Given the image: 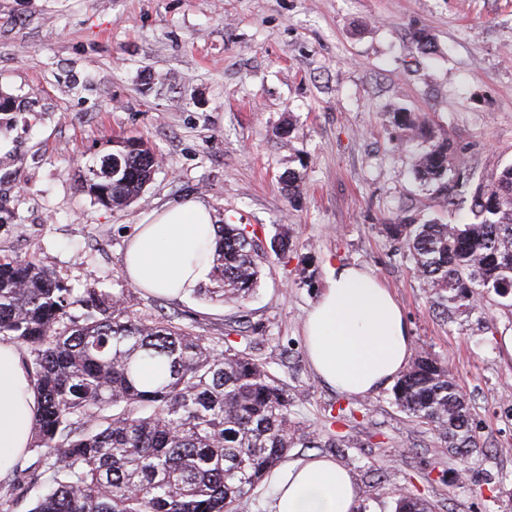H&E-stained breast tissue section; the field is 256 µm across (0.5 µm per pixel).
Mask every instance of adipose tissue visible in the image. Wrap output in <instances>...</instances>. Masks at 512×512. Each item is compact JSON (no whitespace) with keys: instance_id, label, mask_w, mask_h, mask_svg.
Masks as SVG:
<instances>
[{"instance_id":"adipose-tissue-1","label":"adipose tissue","mask_w":512,"mask_h":512,"mask_svg":"<svg viewBox=\"0 0 512 512\" xmlns=\"http://www.w3.org/2000/svg\"><path fill=\"white\" fill-rule=\"evenodd\" d=\"M216 245L209 208L180 201L140 225L128 242L125 272L134 286L179 299L207 280ZM304 338L322 381L351 395L392 382L411 357L401 307L388 288L353 265L333 269L307 315ZM36 408L37 395L16 347L0 343V470L27 448ZM356 501L348 471L312 455L288 465L273 512H353Z\"/></svg>"}]
</instances>
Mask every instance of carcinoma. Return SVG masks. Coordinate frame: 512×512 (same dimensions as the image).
Instances as JSON below:
<instances>
[{
    "instance_id": "carcinoma-1",
    "label": "carcinoma",
    "mask_w": 512,
    "mask_h": 512,
    "mask_svg": "<svg viewBox=\"0 0 512 512\" xmlns=\"http://www.w3.org/2000/svg\"><path fill=\"white\" fill-rule=\"evenodd\" d=\"M112 170L96 179L88 159L80 187L105 207L122 206L150 181L156 156L140 137L112 141ZM417 176L452 182L448 209L460 224H386L407 252L443 318L475 310L494 293L512 301V165L473 181L444 143L416 162ZM219 247L204 289L242 303L260 279L255 233L218 225ZM73 289L44 264L0 254V337L29 350L39 402L28 451L44 457L43 487L30 512H238L300 445H336L335 436L292 416L294 394L270 369L231 344L167 319L138 316L104 290L87 292L70 318ZM394 403L453 448H475L466 397L448 366L425 355L397 380ZM394 512H435L408 492Z\"/></svg>"
}]
</instances>
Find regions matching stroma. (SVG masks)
<instances>
[{"instance_id":"stroma-1","label":"stroma","mask_w":512,"mask_h":512,"mask_svg":"<svg viewBox=\"0 0 512 512\" xmlns=\"http://www.w3.org/2000/svg\"><path fill=\"white\" fill-rule=\"evenodd\" d=\"M1 95L0 252L36 257L76 294L102 289L249 347L295 392L298 420L319 427L354 409L334 426L340 446L319 454L348 470L367 512H393L405 490L436 512H512V314L490 294L440 319L384 231L402 218L457 222L414 177L430 145L450 143L480 175L512 164V0H0ZM125 136L144 139L158 167L131 204L109 209L79 171ZM189 198L259 238V289L245 302L169 299L128 280L136 225ZM277 235L287 258L270 249ZM339 264L389 288L414 354L447 364L480 440L466 462L397 408L391 386L348 395L314 372L302 326ZM42 470L29 453L0 473L12 512H30Z\"/></svg>"}]
</instances>
